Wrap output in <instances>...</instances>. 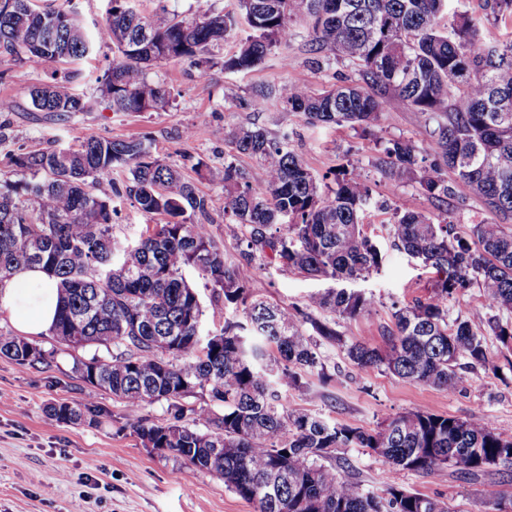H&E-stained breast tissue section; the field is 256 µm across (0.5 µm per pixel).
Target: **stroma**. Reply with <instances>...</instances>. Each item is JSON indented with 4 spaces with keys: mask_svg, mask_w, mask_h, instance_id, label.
I'll use <instances>...</instances> for the list:
<instances>
[{
    "mask_svg": "<svg viewBox=\"0 0 512 512\" xmlns=\"http://www.w3.org/2000/svg\"><path fill=\"white\" fill-rule=\"evenodd\" d=\"M292 27L295 36L290 43L247 71L228 72L223 67L225 54L248 36L244 27L231 31L223 53L207 69L190 60L149 67L147 78L161 84L169 98L163 109L152 112H115L100 98L96 87L112 64L111 45L94 39L86 58L41 67L0 54V98L17 104L15 111L0 113V191L28 181V174L14 164L18 155L73 146L90 134L112 139L144 137L160 159L209 198L210 234L226 263L237 267L242 263L239 234L224 218V188L208 181L204 173L234 161L259 192L265 189V177L255 158L235 152L225 142L226 129L259 128L269 137L287 138L289 148L302 156L324 187L332 185L338 169L359 167L370 195L361 213L363 230L380 248L383 261L379 269L346 281L345 286L370 298L372 305L357 318L337 320L343 344L321 343L333 381L324 384L317 375H308V388L284 390V405L368 429L385 418L417 410L459 418L476 415L512 435V352L495 336H486L485 347L497 373L461 367L458 385L451 392L383 370H361L349 361L345 343L366 340L383 345L394 326L395 309L426 298L437 277L435 270L394 246L388 227L396 211L424 210L448 219L463 233L470 224L493 222L497 216L478 196L441 203L428 198L414 181L394 183L385 177L380 167L382 142L414 139L418 124L416 112L400 100L389 102L370 135L347 125L309 123L302 113L279 104L253 105L254 94L262 87L288 82L318 93L339 84L346 74L345 65L336 61L312 64L305 47L306 21L296 20ZM71 73L76 76V93L88 103L87 111L54 120L31 111V87ZM191 128L202 129V136L188 137ZM328 286V281L267 257L250 266L248 287L255 297L323 321L327 313L309 307L308 300ZM36 341L51 351L48 364L22 367L0 357V512H253L225 488L222 478L144 448L130 426L127 408L111 393L86 398L74 360L91 357V350L70 352L47 333L37 335ZM85 399L95 411L93 422L61 423L46 412L51 404ZM347 458L350 477L367 490L378 492L395 481L421 495L445 500L458 512H485V502L494 493L512 491V477L493 475L471 484L452 474L396 472L358 448L349 449Z\"/></svg>",
    "mask_w": 512,
    "mask_h": 512,
    "instance_id": "35a3bbf8",
    "label": "stroma"
}]
</instances>
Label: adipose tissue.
<instances>
[{"instance_id": "1", "label": "adipose tissue", "mask_w": 512, "mask_h": 512, "mask_svg": "<svg viewBox=\"0 0 512 512\" xmlns=\"http://www.w3.org/2000/svg\"><path fill=\"white\" fill-rule=\"evenodd\" d=\"M58 290L37 267H23L0 284V314L22 334L47 332L55 321Z\"/></svg>"}]
</instances>
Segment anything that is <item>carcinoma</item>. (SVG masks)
Here are the masks:
<instances>
[{"label":"carcinoma","instance_id":"1","mask_svg":"<svg viewBox=\"0 0 512 512\" xmlns=\"http://www.w3.org/2000/svg\"><path fill=\"white\" fill-rule=\"evenodd\" d=\"M131 2L109 0L96 33L116 51L100 88L112 110L162 108L167 91L145 69L182 59L207 63L243 24L251 34L223 66L251 69L292 40L291 23L303 16L311 23L309 51L346 63L361 80L348 75L319 94L284 83L259 90L257 100L274 97L312 123H347L367 133L389 100L399 99L422 116L419 136L435 146L436 158L421 165L413 141H390L381 162L386 177L412 178L438 201L474 194L491 211L512 216V39L483 34L488 26L512 25V0H483L481 17L448 10L451 0H238L237 12L202 6L181 20L168 17L163 5L145 17ZM90 48L83 27L62 7L37 0L0 4V54L40 66L79 61ZM28 96L34 111L50 117L87 107L69 77L34 86ZM224 136L238 153L257 159L265 175V190L257 193L232 162L207 171L224 186V216L241 231L246 264L269 253L284 267L334 282L379 268L381 252L361 228L368 190L358 168L336 172L323 195L284 142L261 129ZM14 164L33 181L22 197L0 193V283L29 266L56 281L58 312L49 333L75 351L112 350L107 359L77 360L76 372L88 394L108 391L125 404L144 447L221 476L254 512H456L395 481L375 493L338 474L346 448H365L394 470L416 474L452 468L477 481L512 471V436L486 420L414 411L367 429L284 407L280 389L299 386L300 372L331 379L317 339L341 343L342 336L311 317L308 334L288 308L254 297L246 271L226 265L208 226L187 217L206 213L208 200L146 140L89 135L76 148L21 154ZM118 166L130 173L121 188L107 182ZM120 195L165 223L137 239L116 240L113 197ZM389 231L396 247L435 269L437 278L426 298L396 309L384 345L353 341L346 355L360 369L382 368L452 391L461 360L490 366L474 320L459 315L448 327V300L460 290L474 283L482 289L480 323L512 350V228L481 222L460 233L446 220L408 210L397 213ZM188 270L211 288V305L232 306L242 318L206 329ZM310 303L342 319L371 306L346 288L314 293ZM0 356L34 368L51 353L0 329ZM198 393L222 405L219 413L198 408L203 430L178 419L155 424L136 417L145 403L166 401L180 411V400ZM88 411L86 403L49 407L61 423H76ZM331 459L338 467L325 465Z\"/></svg>","mask_w":512,"mask_h":512}]
</instances>
